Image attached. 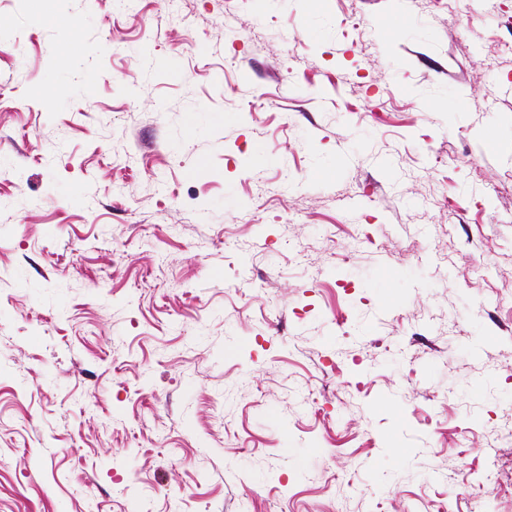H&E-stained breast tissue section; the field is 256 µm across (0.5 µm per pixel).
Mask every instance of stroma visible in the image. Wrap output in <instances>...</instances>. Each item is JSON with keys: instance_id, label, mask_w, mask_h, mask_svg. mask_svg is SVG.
<instances>
[{"instance_id": "35a3bbf8", "label": "stroma", "mask_w": 512, "mask_h": 512, "mask_svg": "<svg viewBox=\"0 0 512 512\" xmlns=\"http://www.w3.org/2000/svg\"><path fill=\"white\" fill-rule=\"evenodd\" d=\"M510 415L512 0H0V512H512Z\"/></svg>"}]
</instances>
